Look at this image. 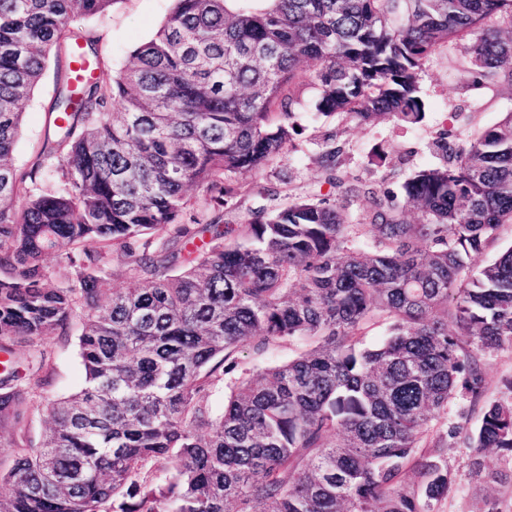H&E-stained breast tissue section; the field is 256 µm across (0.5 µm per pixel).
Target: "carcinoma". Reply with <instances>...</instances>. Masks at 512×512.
Segmentation results:
<instances>
[{
	"instance_id": "cac0c4a2",
	"label": "carcinoma",
	"mask_w": 512,
	"mask_h": 512,
	"mask_svg": "<svg viewBox=\"0 0 512 512\" xmlns=\"http://www.w3.org/2000/svg\"><path fill=\"white\" fill-rule=\"evenodd\" d=\"M116 2L0 0V418L23 423L46 362L13 342L78 317L86 375L0 471V512H438L448 442L512 455V380L476 429L434 430L457 387L482 397V354L512 348V246L470 266L512 224V110L451 157L440 133L445 161L398 195L350 180L331 132L328 193L182 218L188 188L217 211L298 152L302 112L419 124L441 48L474 86L512 82V0H175L112 82H78L75 50L103 59L70 23ZM61 47L52 131L22 169L21 104ZM114 264L135 285L107 295ZM297 340L311 348L231 378L212 415L236 351Z\"/></svg>"
}]
</instances>
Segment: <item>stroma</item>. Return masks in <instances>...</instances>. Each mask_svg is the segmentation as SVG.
I'll return each mask as SVG.
<instances>
[{
  "label": "stroma",
  "mask_w": 512,
  "mask_h": 512,
  "mask_svg": "<svg viewBox=\"0 0 512 512\" xmlns=\"http://www.w3.org/2000/svg\"><path fill=\"white\" fill-rule=\"evenodd\" d=\"M173 7L174 0H117L109 13L88 22L87 28L98 37L105 61L98 71L100 79L111 80L126 54L151 38ZM418 78L426 115L422 123L409 129L392 121L360 129L336 116L317 121L300 117L301 152L243 178L242 192L221 211L224 221L239 223L248 219L252 210L263 205L260 191L265 187L283 193L292 187L318 190L321 173L316 157L326 132H336L338 141L344 144L347 172L394 191L414 170L434 163L428 145L439 130H452L466 121L477 130L497 123L503 112L512 109V83L502 82L493 90L473 88L445 49L424 63ZM53 85V73H46L31 98L22 104V134L16 150L19 167H27L43 144ZM378 146L387 153V160L380 167L368 162L371 151ZM15 350L22 357L38 350L47 354L45 380L31 389L32 404L24 427L27 437L37 443L46 429L45 405L76 393L84 383L79 329L74 326L65 335L55 332L31 343L22 342L16 344ZM484 366L483 399L477 401L464 390H456L448 401L445 419L462 420L472 428L478 426L485 401L496 398L503 380L512 376V349L487 353ZM447 457L452 485L439 505V512H512L511 457L497 451L485 452L481 457L483 472L479 475L473 469L471 449L459 445L448 449Z\"/></svg>",
  "instance_id": "stroma-1"
}]
</instances>
